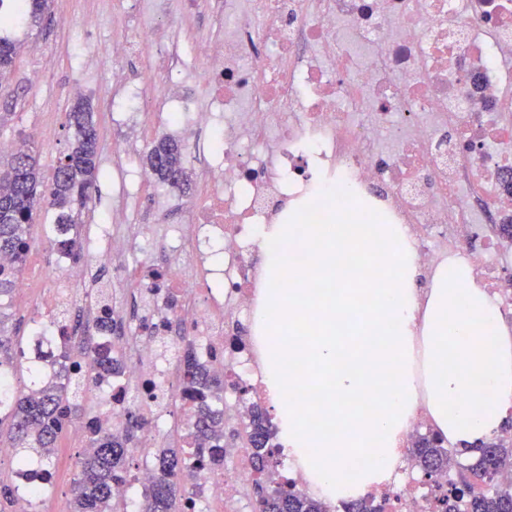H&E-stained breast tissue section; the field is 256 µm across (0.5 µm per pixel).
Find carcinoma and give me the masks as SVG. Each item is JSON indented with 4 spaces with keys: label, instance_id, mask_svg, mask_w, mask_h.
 I'll use <instances>...</instances> for the list:
<instances>
[{
    "label": "carcinoma",
    "instance_id": "carcinoma-1",
    "mask_svg": "<svg viewBox=\"0 0 512 512\" xmlns=\"http://www.w3.org/2000/svg\"><path fill=\"white\" fill-rule=\"evenodd\" d=\"M49 8V0H21L18 14L34 26ZM19 42L0 37V83L9 79L18 55ZM66 126L73 131L67 150L58 158L51 181L41 180L31 150L10 155L7 168L0 171V254L11 257L12 265H0V297L12 292L30 249L29 227L48 205L52 223L47 225L51 245L69 248L74 260L82 256V214L92 200L100 177L99 129L93 112L77 103L66 113ZM146 165L158 183L180 191L189 186L185 166V145L163 136L150 149ZM8 315L0 309V373H17L18 357L25 356L6 329ZM88 367L71 370L69 355L53 352L42 359L55 366L52 376L37 377L25 391L12 395L0 411V431L8 424L16 463L30 468L42 479L50 476V459L56 441L72 414L85 400L93 380L116 370L109 345L82 348ZM184 369L183 393L191 403L193 425L184 439L185 447L154 448L156 479L142 494L137 512H187L192 506L189 491L181 480L191 468L219 471L224 468V409L217 405L224 393V374L202 365L194 347L186 344L177 354ZM253 448L251 464L256 473L257 512H327L324 504L308 497L293 483H278L264 491L262 478L270 474L276 459L271 432L264 425V413L257 410L246 426ZM128 437L109 434L99 424L86 427V448L78 461L73 483L72 512H121L112 504V483L129 474L133 451ZM412 460L426 475L448 467V448L439 433L420 436L414 442ZM473 471L487 474L512 465V440L496 435L473 448ZM472 512H512V488L491 489L473 497Z\"/></svg>",
    "mask_w": 512,
    "mask_h": 512
}]
</instances>
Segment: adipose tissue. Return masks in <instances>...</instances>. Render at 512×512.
I'll use <instances>...</instances> for the list:
<instances>
[{"label": "adipose tissue", "mask_w": 512, "mask_h": 512, "mask_svg": "<svg viewBox=\"0 0 512 512\" xmlns=\"http://www.w3.org/2000/svg\"><path fill=\"white\" fill-rule=\"evenodd\" d=\"M328 198L315 189L258 225L264 286L252 332L282 450L332 502L390 477L419 407L461 446L498 431L512 416V334L467 265L441 264L419 295L405 225L363 197L350 203L354 223ZM317 200L328 223L305 221ZM291 248L308 251L303 266L287 264ZM294 363L301 376H287ZM476 382L487 393L479 404ZM309 389L319 397L307 403Z\"/></svg>", "instance_id": "1"}]
</instances>
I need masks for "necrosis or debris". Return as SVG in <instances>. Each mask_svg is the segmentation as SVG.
<instances>
[{
    "instance_id": "necrosis-or-debris-1",
    "label": "necrosis or debris",
    "mask_w": 512,
    "mask_h": 512,
    "mask_svg": "<svg viewBox=\"0 0 512 512\" xmlns=\"http://www.w3.org/2000/svg\"><path fill=\"white\" fill-rule=\"evenodd\" d=\"M161 13L205 16L195 42L204 91L185 95L175 31L146 28L141 0H104L102 14L119 37L113 58L148 59L163 78L150 109L178 115L157 121L190 149L211 132L221 146L195 176L202 201L171 192L163 224L167 293L99 295L125 324L111 342L123 366L91 385L89 419L124 435L130 413L150 426L147 447L112 498L130 501L151 485L148 450L165 447L188 429L178 359L159 349L155 324L176 317L212 369H233L226 401L246 417L264 393L253 380L254 343L230 348L226 318L252 317L261 286L254 231L272 223L283 199L313 183L377 195L387 213L407 225L418 264L428 271L465 260L501 312L512 315V0H155ZM101 14V15H102ZM141 183L125 181L87 252L91 264L138 276L148 236L131 235ZM64 290L44 295L30 353L65 343L54 318L63 304L80 305L81 268L57 258ZM233 465L219 474L194 471L200 495L193 512H254L247 445L228 449ZM456 459L441 475L421 479L408 463L371 489L378 512H441L438 500L455 477Z\"/></svg>"
}]
</instances>
